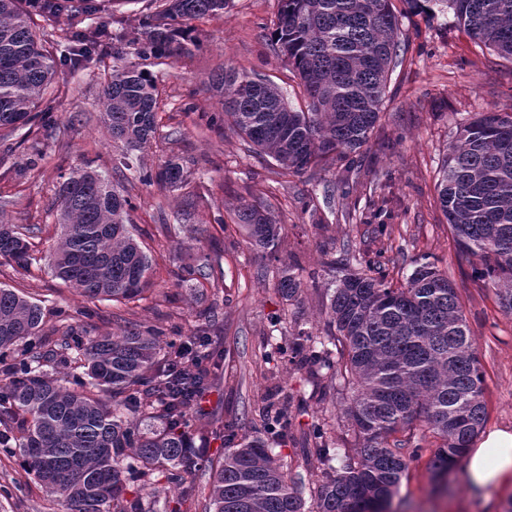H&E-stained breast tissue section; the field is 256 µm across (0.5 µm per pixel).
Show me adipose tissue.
I'll use <instances>...</instances> for the list:
<instances>
[{"mask_svg": "<svg viewBox=\"0 0 512 512\" xmlns=\"http://www.w3.org/2000/svg\"><path fill=\"white\" fill-rule=\"evenodd\" d=\"M470 488L512 486V428H495L468 449L464 465Z\"/></svg>", "mask_w": 512, "mask_h": 512, "instance_id": "1", "label": "adipose tissue"}]
</instances>
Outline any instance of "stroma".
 <instances>
[{"label": "stroma", "mask_w": 512, "mask_h": 512, "mask_svg": "<svg viewBox=\"0 0 512 512\" xmlns=\"http://www.w3.org/2000/svg\"><path fill=\"white\" fill-rule=\"evenodd\" d=\"M279 0H232L224 14L193 21L198 47L188 58H159L142 64L153 76L165 131L144 151H129L113 142L100 121V98L112 74V47L98 59L65 69L55 83L52 107L56 132L33 131L44 150L30 161L27 146L15 139L0 141V223L36 224L38 255L29 270L0 263V285L17 288L38 301L47 327L59 323L57 309L75 312L86 300L52 276L41 257L58 241L57 191L71 168L91 166L134 204L129 221L152 261L151 289L137 307L95 303L88 320L91 335L119 332L122 319L142 325H175L188 336L205 328L213 345L224 350V368L195 411L197 431L216 421L251 429L273 383L287 386L303 401L296 420L307 430L312 420L334 410V398L319 400L300 372L281 369L277 381L265 377L264 355L271 329L288 333L296 326L320 332L324 288L336 272L324 263L325 237L351 239L364 249L369 224L394 227L391 244L404 255L388 267V279L404 283L413 259L430 257L446 273L459 296L476 339L485 376L486 427H512V315L498 303L492 284L474 279L476 257L462 253L437 204V172L454 140L458 123L477 112L512 110V62L499 58L455 23L420 16L402 18L401 40L409 49L402 67L387 84L380 121L361 169L339 161L325 170L283 174L271 158L249 155L237 134L208 129L209 115L221 112L211 75L235 67L277 85L289 106L305 108L303 88L287 61L274 52L267 37ZM195 103L183 115L185 103ZM185 158L192 175L185 188L168 191L139 182L140 168H154L169 155ZM243 203L266 205L283 226L281 257H296L302 279H317L319 290H306L300 302L282 299L277 272L244 233L231 224L234 208ZM203 235H196L197 226ZM220 262L223 277L181 283L173 275L184 263ZM437 446L427 438L409 465L395 504L403 512H503L512 488L469 489L463 473L453 474L452 489L433 490L430 459ZM27 475L20 457L0 455V512H64Z\"/></svg>", "instance_id": "1"}]
</instances>
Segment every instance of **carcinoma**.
<instances>
[{"label":"carcinoma","mask_w":512,"mask_h":512,"mask_svg":"<svg viewBox=\"0 0 512 512\" xmlns=\"http://www.w3.org/2000/svg\"><path fill=\"white\" fill-rule=\"evenodd\" d=\"M404 13L434 18L453 14L473 39L512 61V0H400ZM230 0H162L134 17L129 42L141 60L185 57L197 48L190 22L224 13ZM98 0H45L21 7L0 0V130L52 129L41 107L58 61L36 35V20L67 11L90 16ZM394 0H280L270 32L273 50L288 60L308 98V111L292 109L279 89L244 71L225 68L211 78L222 97L225 124L252 152L285 173L310 169L358 152L380 120L388 79L402 64ZM104 28L75 24L71 61H89ZM112 140L142 150L160 128L158 93L136 66L113 70L100 100ZM181 158L158 171L139 172L140 183L176 190L187 182ZM437 202L457 245L479 257L475 276L497 290L512 314V112H484L457 127L436 184ZM131 199L95 170L76 168L57 200L60 241L44 257L52 275L82 297L122 304L145 299L151 260L129 224ZM248 243L277 257L282 224L263 205L236 207ZM36 224H0V260L22 269L35 260ZM343 259L325 264L342 271L323 303V332L298 329L270 336V376L282 365L326 378L341 396L336 422H346L354 444L339 466L331 448L334 423H311L306 436L320 465L311 510L301 479L284 474L276 447L295 440L300 412L285 387L268 401L255 434L238 436L233 423L210 435L222 440L217 459L191 449L192 403L210 386L221 355L209 337L170 336L158 326L125 325L112 336H83L66 328L42 334L43 307L16 288L0 287V452L24 457L49 497L67 512H394L393 498L426 434L440 440L430 461L438 488L465 456L486 419L484 375L474 336L448 276L415 262L405 284L386 280L367 253L348 241ZM296 259L281 261L278 291L301 300ZM181 280L209 279L192 264ZM208 480L198 482L199 475ZM149 487L153 499L128 483ZM177 494L165 496L161 483Z\"/></svg>","instance_id":"1"}]
</instances>
